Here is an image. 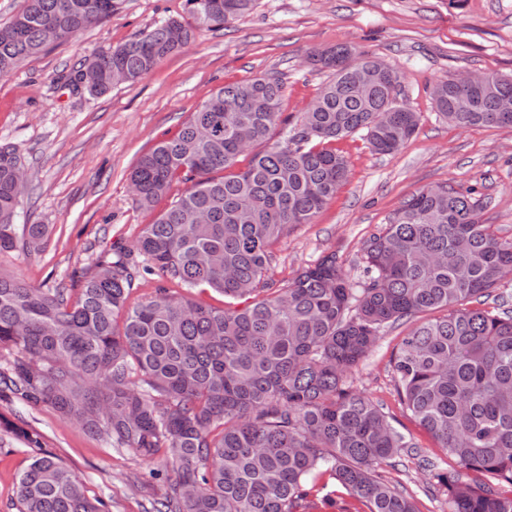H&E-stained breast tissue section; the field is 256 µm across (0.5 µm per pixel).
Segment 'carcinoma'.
I'll use <instances>...</instances> for the list:
<instances>
[{
  "mask_svg": "<svg viewBox=\"0 0 512 512\" xmlns=\"http://www.w3.org/2000/svg\"><path fill=\"white\" fill-rule=\"evenodd\" d=\"M27 20L0 25V78L38 56L46 29L63 44L112 16L122 0H24ZM256 0H184L138 38L94 55L105 73L135 82L204 31L227 27ZM330 73L315 105L286 116L285 85L271 77L228 83L157 143L131 173L151 208L185 189L132 250L99 253L70 284L34 288L0 273V395L47 403L109 448L162 458L177 473L155 512H308L310 479L328 473L367 512H418L407 488L377 473L415 444L348 375L389 326L439 310L401 340L392 370L405 410L444 455L472 474L427 459L428 485L448 512H512V313L474 302L512 274V237L479 214L475 189H423L362 244L363 279L351 283L327 254L280 285L271 248L309 224L348 176L334 143L357 132L381 154L416 132L419 116L395 103L398 74L338 44L308 55ZM383 74L365 82L367 64ZM437 111L461 128L512 126V76L470 88L441 80ZM256 145L243 170L239 157ZM15 148L0 145V211L14 207ZM223 172L220 177L217 172ZM44 224L0 223V252L38 243ZM154 295L130 302L138 274ZM174 283L183 292H173ZM212 290L243 306L194 298ZM0 432L30 448L39 434L0 417ZM17 512H102L83 481L50 453L17 480Z\"/></svg>",
  "mask_w": 512,
  "mask_h": 512,
  "instance_id": "1",
  "label": "carcinoma"
}]
</instances>
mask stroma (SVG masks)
I'll return each instance as SVG.
<instances>
[{"instance_id": "1", "label": "stroma", "mask_w": 512, "mask_h": 512, "mask_svg": "<svg viewBox=\"0 0 512 512\" xmlns=\"http://www.w3.org/2000/svg\"><path fill=\"white\" fill-rule=\"evenodd\" d=\"M184 0H123L104 22L67 43L29 58L0 80V145H13L26 174L15 224H45L38 247L0 252V272L50 288L85 269L97 254L132 249L144 225L171 196L140 208L129 186L139 158L177 134L212 92L227 83L273 76L287 84L283 109L303 111L328 79L311 69L308 51L339 43L357 48L399 75L396 101L419 115L415 134L389 154L372 152L362 134L337 147L349 174L315 216L272 248L269 275L292 280L324 254H335L352 281L363 275V240L403 202L439 184L475 185L489 204L482 223L512 237V127L461 129L435 111L432 86L461 74L512 75V0H257L251 13L217 32H204L151 73L96 97L73 92L57 77L96 53L137 38L184 11ZM408 318L386 329L348 377L351 387L380 405L418 446L404 467L382 464L383 475L414 492L420 512H448L442 489H430L418 461L450 463L429 433L398 401L391 358L414 326ZM0 415L38 430L45 449L73 470L90 496L109 499L110 512H150L175 476L141 487L156 460L106 447L48 404L0 400ZM34 449L0 439V512H16V480Z\"/></svg>"}]
</instances>
